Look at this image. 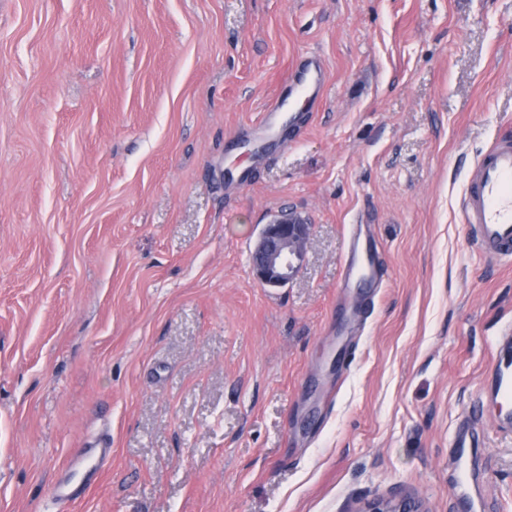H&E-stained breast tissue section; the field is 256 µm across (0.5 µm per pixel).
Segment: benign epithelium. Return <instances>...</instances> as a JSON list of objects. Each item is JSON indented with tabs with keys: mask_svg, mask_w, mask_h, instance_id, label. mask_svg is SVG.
Listing matches in <instances>:
<instances>
[{
	"mask_svg": "<svg viewBox=\"0 0 512 512\" xmlns=\"http://www.w3.org/2000/svg\"><path fill=\"white\" fill-rule=\"evenodd\" d=\"M310 235V225L302 219L284 214L264 225L251 251V263L256 277L268 287L289 283L304 257V247ZM358 512H424L415 500L400 496L374 499L364 503Z\"/></svg>",
	"mask_w": 512,
	"mask_h": 512,
	"instance_id": "1",
	"label": "benign epithelium"
}]
</instances>
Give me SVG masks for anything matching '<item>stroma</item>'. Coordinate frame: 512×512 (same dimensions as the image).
Returning <instances> with one entry per match:
<instances>
[{"mask_svg": "<svg viewBox=\"0 0 512 512\" xmlns=\"http://www.w3.org/2000/svg\"><path fill=\"white\" fill-rule=\"evenodd\" d=\"M306 54L321 102L249 153ZM506 136L512 0H0V512H467L468 413L485 512H512L481 395L512 263L460 220ZM281 212L310 239L271 288L249 252ZM353 224L386 276L348 324ZM101 432L111 465L56 503ZM481 445L475 441L468 428H463L448 444V463L459 471L462 476L456 482V497L468 503L471 512L481 510V504L478 497L472 494L469 482L464 475L465 468L470 462L474 448H480ZM85 482L74 481L71 477L59 478L54 486L53 497L61 504L76 500L84 491ZM358 512H425L415 500L400 496L391 499H374L364 503Z\"/></svg>", "mask_w": 512, "mask_h": 512, "instance_id": "1", "label": "stroma"}]
</instances>
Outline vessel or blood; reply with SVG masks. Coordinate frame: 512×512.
I'll list each match as a JSON object with an SVG mask.
<instances>
[{
  "label": "vessel or blood",
  "instance_id": "b4317fda",
  "mask_svg": "<svg viewBox=\"0 0 512 512\" xmlns=\"http://www.w3.org/2000/svg\"><path fill=\"white\" fill-rule=\"evenodd\" d=\"M326 70L316 56L302 59L289 77L290 95L272 99L260 115L257 125L263 144H270L281 131V117L296 121L294 95L316 101L324 90ZM461 220L470 228L479 253L488 259L512 261V138L491 145L474 163L468 187L461 200ZM378 245L370 225L354 224L349 229L342 261L344 284L364 285L378 274L375 255ZM501 354L488 372L485 397L496 403L512 402V324L502 327L494 340ZM478 443L469 429H462L448 444V463L464 471ZM112 459V442L103 436L76 449L72 460L76 473L103 471ZM84 482L59 478L53 497L59 503L77 499Z\"/></svg>",
  "mask_w": 512,
  "mask_h": 512
}]
</instances>
